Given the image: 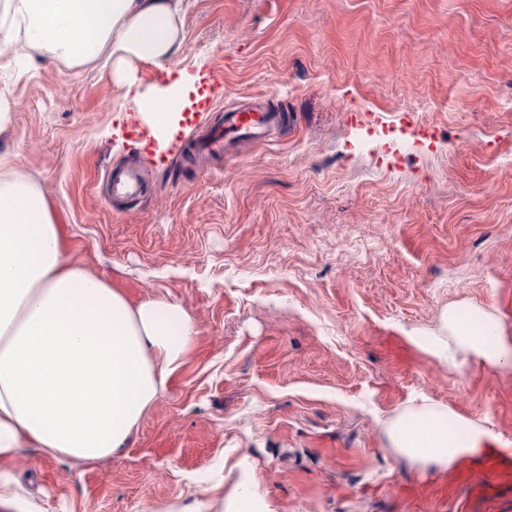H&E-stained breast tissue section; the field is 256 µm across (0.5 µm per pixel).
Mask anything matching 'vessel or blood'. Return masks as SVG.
Returning <instances> with one entry per match:
<instances>
[{"label":"vessel or blood","instance_id":"1","mask_svg":"<svg viewBox=\"0 0 512 512\" xmlns=\"http://www.w3.org/2000/svg\"><path fill=\"white\" fill-rule=\"evenodd\" d=\"M286 125L284 113L271 110L258 102L224 112L223 119L211 134L195 142L196 150L214 156L229 154L231 148L239 142H264L278 134ZM108 193L114 198L131 199L137 197L143 186L138 169L115 167L107 174Z\"/></svg>","mask_w":512,"mask_h":512}]
</instances>
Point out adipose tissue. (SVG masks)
Wrapping results in <instances>:
<instances>
[{"label":"adipose tissue","instance_id":"1","mask_svg":"<svg viewBox=\"0 0 512 512\" xmlns=\"http://www.w3.org/2000/svg\"><path fill=\"white\" fill-rule=\"evenodd\" d=\"M184 0H0V70L34 58L102 66L120 87L123 110L141 114L155 137L172 138L183 111L203 100L202 75L172 71L182 38ZM169 75L143 84L141 65ZM493 312L441 325L410 342L463 369L512 363V336ZM198 334L167 300L131 304L119 290L65 255L52 209L35 178L0 151V461L21 449L97 461L113 457L135 432ZM393 452L422 470L447 471L459 457L500 443L485 425L424 398L386 424ZM217 512H276L251 472Z\"/></svg>","mask_w":512,"mask_h":512}]
</instances>
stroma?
I'll list each match as a JSON object with an SVG mask.
<instances>
[{
  "label": "stroma",
  "instance_id": "35a3bbf8",
  "mask_svg": "<svg viewBox=\"0 0 512 512\" xmlns=\"http://www.w3.org/2000/svg\"><path fill=\"white\" fill-rule=\"evenodd\" d=\"M197 60L226 95L147 146L110 70L39 59L8 81L5 145L67 257L198 335L118 455L22 449L0 512H208L242 457L276 512H512V471L423 472L384 432L427 397L512 448V365L457 371L407 340L451 303L512 336V0H184L174 65ZM242 101L292 129L192 154ZM118 165L140 198H108Z\"/></svg>",
  "mask_w": 512,
  "mask_h": 512
}]
</instances>
